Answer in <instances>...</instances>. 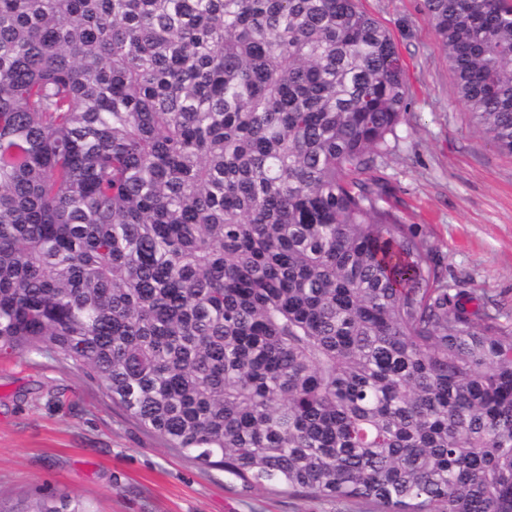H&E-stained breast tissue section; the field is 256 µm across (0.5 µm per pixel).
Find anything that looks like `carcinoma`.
Wrapping results in <instances>:
<instances>
[{"mask_svg": "<svg viewBox=\"0 0 512 512\" xmlns=\"http://www.w3.org/2000/svg\"><path fill=\"white\" fill-rule=\"evenodd\" d=\"M424 8L512 155V0ZM407 109L358 0H0V355L246 490L512 512V324L359 178Z\"/></svg>", "mask_w": 512, "mask_h": 512, "instance_id": "obj_1", "label": "carcinoma"}]
</instances>
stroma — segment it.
<instances>
[{"label":"stroma","mask_w":512,"mask_h":512,"mask_svg":"<svg viewBox=\"0 0 512 512\" xmlns=\"http://www.w3.org/2000/svg\"><path fill=\"white\" fill-rule=\"evenodd\" d=\"M394 37L408 110L368 179L417 225L477 313L512 321V156L472 125L424 0H361ZM95 512H374L365 503L242 489L168 448L113 405L104 385L44 354L0 358V512L48 494Z\"/></svg>","instance_id":"1"}]
</instances>
